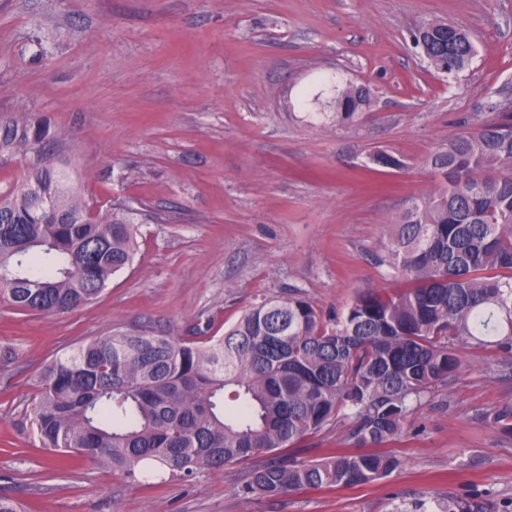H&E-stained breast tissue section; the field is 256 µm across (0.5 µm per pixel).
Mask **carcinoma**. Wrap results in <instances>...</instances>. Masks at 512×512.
<instances>
[{"instance_id":"cac0c4a2","label":"carcinoma","mask_w":512,"mask_h":512,"mask_svg":"<svg viewBox=\"0 0 512 512\" xmlns=\"http://www.w3.org/2000/svg\"><path fill=\"white\" fill-rule=\"evenodd\" d=\"M410 41L428 66L458 78L477 55L446 18L421 21ZM327 98L338 124L372 104L371 89L332 75L302 90ZM431 157L437 189L413 198L375 262L395 288H367L326 314L293 289L252 305L222 336L140 328L107 332L46 365L26 420L40 447L128 477L190 476L248 467L243 493L372 483L402 460L383 447L406 432L410 407L455 381L459 351L512 356V107L499 103ZM64 140L43 122L0 128V153L20 181L0 192V298L27 314H58L96 299L133 259L137 224L125 201L80 196L56 163ZM372 161L401 169L385 150ZM477 418L512 437V404ZM366 453L300 461L291 448L342 422ZM442 512H512L457 500Z\"/></svg>"}]
</instances>
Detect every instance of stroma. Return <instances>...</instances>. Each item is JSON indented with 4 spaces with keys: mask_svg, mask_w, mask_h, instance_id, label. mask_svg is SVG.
Wrapping results in <instances>:
<instances>
[{
    "mask_svg": "<svg viewBox=\"0 0 512 512\" xmlns=\"http://www.w3.org/2000/svg\"><path fill=\"white\" fill-rule=\"evenodd\" d=\"M466 29L478 54L459 79L428 67L408 32L426 18ZM370 87L354 125L287 107L321 76ZM512 100V0H0V121L66 135L74 188L132 208V263L97 299L56 314L0 303V494L25 512H413L480 494L512 498V437L477 413L512 402V369L467 348L454 385L413 406L390 444L404 465L355 486L269 500L243 494L246 465L148 484L91 462L62 465L23 423L47 363L107 331L222 335L262 298L295 289L326 311L390 288L379 251L409 199L434 190L430 156ZM386 150L403 170L372 164ZM340 425L297 458L356 452Z\"/></svg>",
    "mask_w": 512,
    "mask_h": 512,
    "instance_id": "1",
    "label": "stroma"
}]
</instances>
